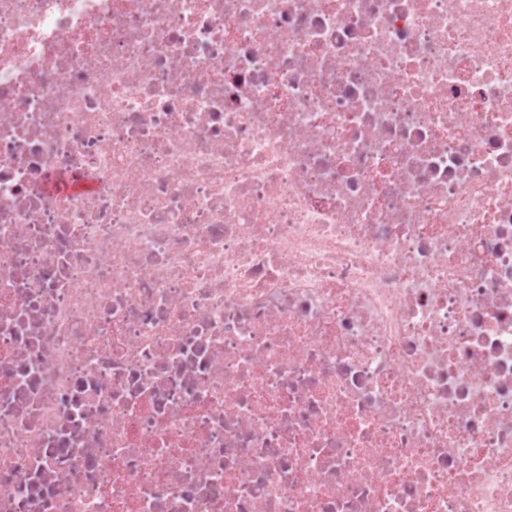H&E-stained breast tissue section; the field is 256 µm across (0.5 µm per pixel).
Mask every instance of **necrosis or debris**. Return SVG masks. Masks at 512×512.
I'll list each match as a JSON object with an SVG mask.
<instances>
[{
  "instance_id": "obj_1",
  "label": "necrosis or debris",
  "mask_w": 512,
  "mask_h": 512,
  "mask_svg": "<svg viewBox=\"0 0 512 512\" xmlns=\"http://www.w3.org/2000/svg\"><path fill=\"white\" fill-rule=\"evenodd\" d=\"M0 512H512V0H0Z\"/></svg>"
}]
</instances>
